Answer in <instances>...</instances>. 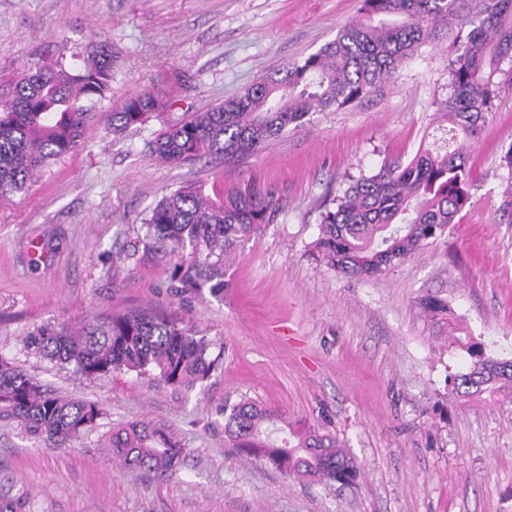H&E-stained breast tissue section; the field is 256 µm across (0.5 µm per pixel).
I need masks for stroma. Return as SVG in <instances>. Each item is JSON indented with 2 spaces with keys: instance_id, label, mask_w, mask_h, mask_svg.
I'll list each match as a JSON object with an SVG mask.
<instances>
[{
  "instance_id": "stroma-1",
  "label": "stroma",
  "mask_w": 512,
  "mask_h": 512,
  "mask_svg": "<svg viewBox=\"0 0 512 512\" xmlns=\"http://www.w3.org/2000/svg\"><path fill=\"white\" fill-rule=\"evenodd\" d=\"M359 0H0V94L18 72L112 47V96L79 146L20 192L0 196V353L43 384L98 402L100 427L56 448L0 423V501L27 512H512V397L464 400L447 385L468 354L425 319L421 296L487 354L512 358V196L498 166L512 145V90L469 150L471 205L420 254L376 278H346L312 252L322 203L347 174L411 159L448 94L447 27L394 79L355 103L311 113L261 151L161 163L163 127L302 60L357 18ZM151 92L167 102L123 135L110 114ZM252 183L277 211L238 241L214 290L201 256L169 255L146 235L149 211L186 186ZM158 309L196 327L218 368L185 390L153 375L92 379L26 345L46 324ZM249 397L296 430L335 435L356 458L352 486H325L238 456L224 405ZM148 423L180 444L166 476L124 468L112 430Z\"/></svg>"
}]
</instances>
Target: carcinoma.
<instances>
[{
	"label": "carcinoma",
	"mask_w": 512,
	"mask_h": 512,
	"mask_svg": "<svg viewBox=\"0 0 512 512\" xmlns=\"http://www.w3.org/2000/svg\"><path fill=\"white\" fill-rule=\"evenodd\" d=\"M440 24L448 26V89L436 98L441 143L419 148L409 161L384 163L377 172L349 179L321 213L313 249L328 267L348 277L375 278L414 257L445 233L471 199L468 145L489 121L499 93L512 89V0H361L360 17L301 62L289 64L242 94L160 130L146 148L161 162L181 166L221 155L253 154L289 126L300 127L317 110L342 109L391 81L400 65L426 44ZM83 65L63 63L23 71L11 97L0 103V195L25 189L52 161L71 153L109 98L114 78L106 41L86 47ZM166 107L150 92L128 98L112 111V134L121 135ZM276 201L251 184L209 195L183 186L161 198L145 218L149 237L176 255L189 247L216 258L207 279L223 285L224 257L240 238L269 223ZM434 320L448 312L444 300L420 299ZM471 356L466 371L450 379L463 399L512 389V358L487 356L482 346L457 336ZM27 344L86 377L112 372L155 373L172 386L192 387L216 368L210 344L188 325L147 311L96 316L72 330L44 325ZM104 409L77 400L30 377L0 353V422L64 447L95 428ZM224 432L237 454L281 472L348 486L359 476L353 456L331 434L288 432L271 411L249 399L224 407ZM113 454L124 465L173 471L183 453L163 431L148 424L112 432Z\"/></svg>",
	"instance_id": "cac0c4a2"
}]
</instances>
